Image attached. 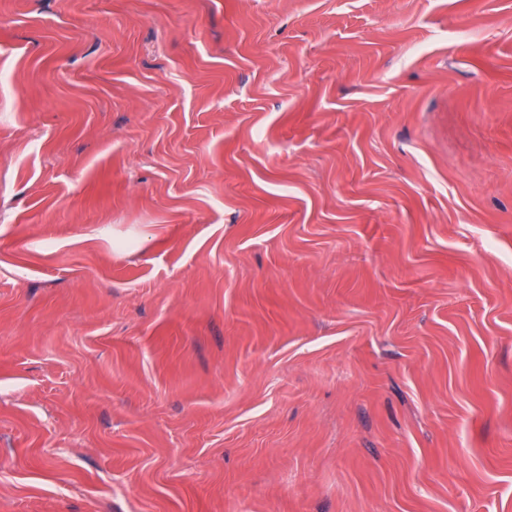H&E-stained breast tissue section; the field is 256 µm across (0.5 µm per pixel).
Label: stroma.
Segmentation results:
<instances>
[{"label":"stroma","instance_id":"obj_1","mask_svg":"<svg viewBox=\"0 0 512 512\" xmlns=\"http://www.w3.org/2000/svg\"><path fill=\"white\" fill-rule=\"evenodd\" d=\"M0 512H512V0H0Z\"/></svg>","mask_w":512,"mask_h":512}]
</instances>
